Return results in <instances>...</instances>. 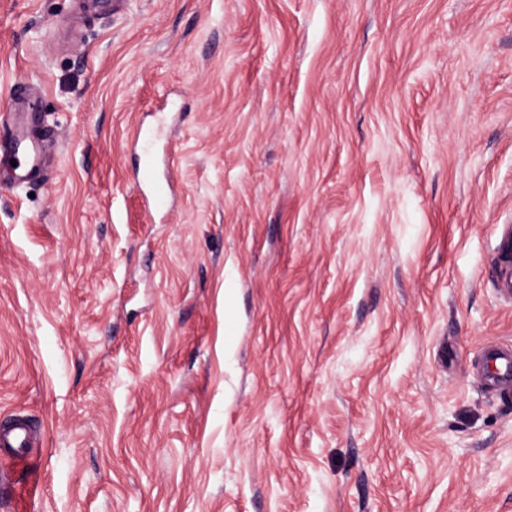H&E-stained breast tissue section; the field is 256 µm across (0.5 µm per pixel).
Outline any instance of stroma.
<instances>
[{"instance_id": "stroma-1", "label": "stroma", "mask_w": 512, "mask_h": 512, "mask_svg": "<svg viewBox=\"0 0 512 512\" xmlns=\"http://www.w3.org/2000/svg\"><path fill=\"white\" fill-rule=\"evenodd\" d=\"M0 428L36 512H512V0H0ZM165 115L147 205L130 134ZM48 133L49 131L46 130L43 136L35 137L30 135L27 129L14 126L10 137L0 140V160L4 155L23 160V166L20 164L18 171L15 172L13 185L16 188H20L40 176V149ZM483 384L502 397L512 396V347H486L478 362ZM28 441V431L22 422H16L14 426L0 434V445L3 448H16L14 457L17 460L27 459L26 444Z\"/></svg>"}]
</instances>
